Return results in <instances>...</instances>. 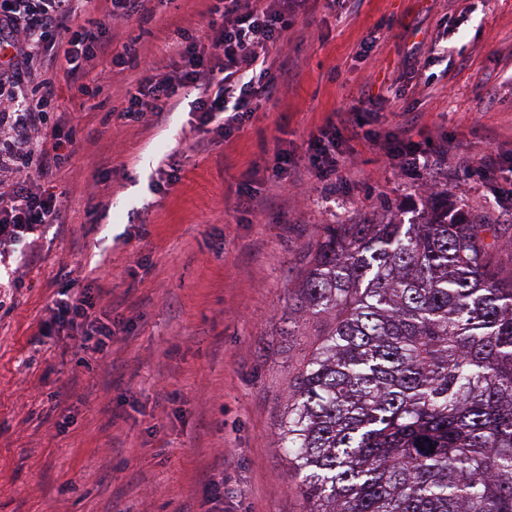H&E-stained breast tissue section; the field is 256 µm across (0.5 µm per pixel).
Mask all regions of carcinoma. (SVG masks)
<instances>
[{"label": "carcinoma", "mask_w": 512, "mask_h": 512, "mask_svg": "<svg viewBox=\"0 0 512 512\" xmlns=\"http://www.w3.org/2000/svg\"><path fill=\"white\" fill-rule=\"evenodd\" d=\"M499 224H327L295 307L330 321L279 439L308 512H512V275Z\"/></svg>", "instance_id": "obj_1"}]
</instances>
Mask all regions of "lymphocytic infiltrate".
I'll return each mask as SVG.
<instances>
[{"label":"lymphocytic infiltrate","instance_id":"obj_1","mask_svg":"<svg viewBox=\"0 0 512 512\" xmlns=\"http://www.w3.org/2000/svg\"><path fill=\"white\" fill-rule=\"evenodd\" d=\"M101 0H0V247L26 242L29 235L66 221L64 194L45 188L44 180L68 164L78 150L62 125L77 126L74 113L50 119L56 96L48 71L63 69L85 90L88 83L106 82L111 72L99 65L109 44L105 30L140 14L145 0H110L102 23L81 24L98 11ZM301 0H216L209 11L206 39L184 35L168 59L146 63L138 89L124 112L135 122L158 120L181 99L194 100L203 123H217L231 132L256 112L259 101L272 97L277 74L259 66L261 57L283 50ZM354 126L326 119L307 140L314 175L335 176L348 161L346 144L372 139L379 123L375 109L363 108ZM392 165L426 169L433 159L421 153L406 131L380 140ZM107 298L104 291L79 288L66 281L52 307L58 327L80 329L95 350L111 337L109 325L90 312Z\"/></svg>","mask_w":512,"mask_h":512}]
</instances>
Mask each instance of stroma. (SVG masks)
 I'll use <instances>...</instances> for the list:
<instances>
[{
  "label": "stroma",
  "instance_id": "stroma-1",
  "mask_svg": "<svg viewBox=\"0 0 512 512\" xmlns=\"http://www.w3.org/2000/svg\"><path fill=\"white\" fill-rule=\"evenodd\" d=\"M210 6L147 0L105 34L111 54L137 51L111 82L81 94L53 75L60 110L81 117L79 150L55 176L66 223L42 232L23 274L0 263V512H305L279 425L329 326L292 305L324 225L444 203L505 225L491 262L512 274V0H308L287 56L266 60L287 64L286 81L230 136L186 101L160 122L126 121L145 62L181 30L205 37ZM363 102L380 133L404 125L435 151L429 174L395 171L360 140L335 180L313 177L310 132ZM279 144L293 152L284 183L271 173ZM488 154L503 167L479 173ZM66 273L112 296L96 310L113 331L102 351L67 329L38 334Z\"/></svg>",
  "mask_w": 512,
  "mask_h": 512
}]
</instances>
